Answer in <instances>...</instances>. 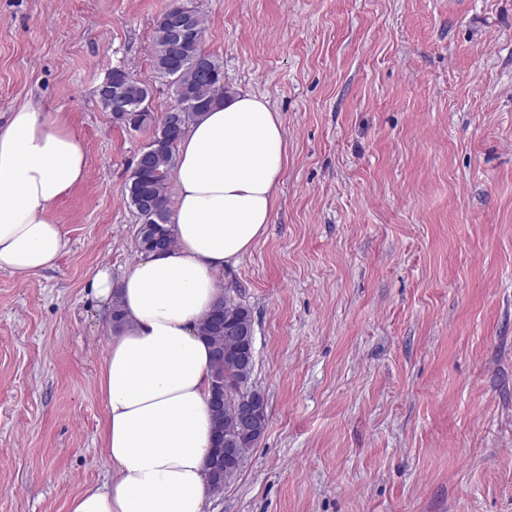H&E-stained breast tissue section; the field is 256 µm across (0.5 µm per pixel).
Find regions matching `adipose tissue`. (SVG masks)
<instances>
[{
    "label": "adipose tissue",
    "instance_id": "obj_1",
    "mask_svg": "<svg viewBox=\"0 0 512 512\" xmlns=\"http://www.w3.org/2000/svg\"><path fill=\"white\" fill-rule=\"evenodd\" d=\"M172 172L175 243L120 281L88 283L123 322L99 375L112 481L73 497L69 512H208L212 353L199 332L224 294V271L271 224L288 163L282 122L265 97L227 93L185 130ZM86 174L78 133L57 112L24 104L0 114V269H54L68 242L51 209Z\"/></svg>",
    "mask_w": 512,
    "mask_h": 512
}]
</instances>
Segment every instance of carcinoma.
Returning <instances> with one entry per match:
<instances>
[{
    "instance_id": "obj_1",
    "label": "carcinoma",
    "mask_w": 512,
    "mask_h": 512,
    "mask_svg": "<svg viewBox=\"0 0 512 512\" xmlns=\"http://www.w3.org/2000/svg\"><path fill=\"white\" fill-rule=\"evenodd\" d=\"M165 17L166 14H160L155 23L154 70L173 87L174 104L170 109L181 111V123H168L165 113L154 117L149 111L148 86L136 78L128 83L129 111L113 114L115 121L127 129H152V141L161 142L158 148L149 145L153 149L151 156L136 162L128 187L129 204L141 220L138 246L143 252L165 250L174 243L168 184L176 166L177 143L192 122L212 104L224 100V94L213 82V78L224 75L220 63L207 55L213 77H201L194 65L197 56L203 53L202 41L188 40L182 50H172L170 34L162 24ZM251 327V310L231 296L227 289L224 298L200 323L201 335L209 342L213 353L211 384L220 382L224 388L223 404L214 407V436L221 437L222 447L233 449L231 455L222 456L218 476L213 470L216 451H211L208 458L207 479L218 494L224 492V487L241 471L249 450L262 440L268 427L265 407L257 420V430L242 429L235 423L240 405L253 398L266 403L263 392L252 383L255 363H242L236 358V353L245 346L244 331Z\"/></svg>"
}]
</instances>
